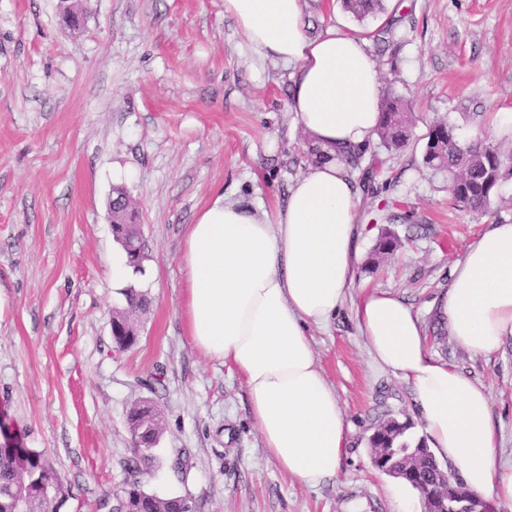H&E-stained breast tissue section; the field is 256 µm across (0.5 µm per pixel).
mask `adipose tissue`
Instances as JSON below:
<instances>
[{
  "mask_svg": "<svg viewBox=\"0 0 512 512\" xmlns=\"http://www.w3.org/2000/svg\"><path fill=\"white\" fill-rule=\"evenodd\" d=\"M305 0H224L254 52L290 71V111L307 145L328 153L258 209L218 196L188 225L181 262L193 346L230 364L245 382L250 421L265 454L299 483L336 475L348 428L312 345L350 292L360 191L340 149L368 144L380 120L381 78L364 38L329 27L311 37ZM438 307L450 336L474 355L512 338V224H491L451 272ZM361 336L382 369L410 389L427 442L466 487L512 508V462L489 391L430 351L410 305L381 290L355 305Z\"/></svg>",
  "mask_w": 512,
  "mask_h": 512,
  "instance_id": "1",
  "label": "adipose tissue"
}]
</instances>
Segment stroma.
Here are the masks:
<instances>
[{
	"mask_svg": "<svg viewBox=\"0 0 512 512\" xmlns=\"http://www.w3.org/2000/svg\"><path fill=\"white\" fill-rule=\"evenodd\" d=\"M75 3L73 30L60 25L58 0H0V445L43 455L68 492L60 512H108L131 455L127 411L146 401L163 432L141 482L189 497L195 512H396L395 480L372 467L368 438L388 412L413 434L421 427L409 387L373 362L358 331L354 304L374 289L400 295L435 357L489 390L512 456V339L472 355L433 309L468 244L486 225L512 224V183L479 216L423 163L435 120L469 137L489 114L512 113V0H384L362 21L341 0H307V34L335 25L364 37L384 92L413 120L408 147L372 139L349 171L366 225L359 261L343 308L312 332L348 448L336 477L315 487L267 457L243 380L192 346L180 260L187 224L216 195L270 208L305 172L289 72L252 50L224 0ZM117 185L145 239L129 285L150 299L124 352L110 326L125 303L111 273ZM387 231L399 245L371 263Z\"/></svg>",
	"mask_w": 512,
	"mask_h": 512,
	"instance_id": "obj_1",
	"label": "stroma"
}]
</instances>
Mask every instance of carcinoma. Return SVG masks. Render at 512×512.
Returning a JSON list of instances; mask_svg holds the SVG:
<instances>
[{"label":"carcinoma","instance_id":"1","mask_svg":"<svg viewBox=\"0 0 512 512\" xmlns=\"http://www.w3.org/2000/svg\"><path fill=\"white\" fill-rule=\"evenodd\" d=\"M344 9L363 19L384 11L383 0H342ZM377 135L387 149H401L408 145L412 135V121L401 99L388 96L381 104V120ZM425 165L436 171H448V190L456 202L473 212L482 214L490 207L501 186L512 180V150L487 133L471 138L458 133V125L450 120H438L429 126L423 155ZM114 240L126 253L134 271H141L145 258V244L137 240V230L127 224L112 225ZM398 246L397 238L384 233L375 245L378 256L391 254ZM126 305L112 310V338L116 347L125 350L139 336L137 319L149 308L146 294L129 288ZM134 448L125 462L126 488L115 500L106 503L109 512H190L192 505L184 495H159L146 491L140 476L155 457L152 449L162 433L160 409L152 403L132 408L127 416ZM410 426L403 425L387 441L395 448H411L418 442L407 435ZM440 479V473L423 468L407 480L424 498ZM62 501L65 491L53 467L32 449L0 448V512H13L14 503L22 500L29 512H45L46 493Z\"/></svg>","mask_w":512,"mask_h":512}]
</instances>
